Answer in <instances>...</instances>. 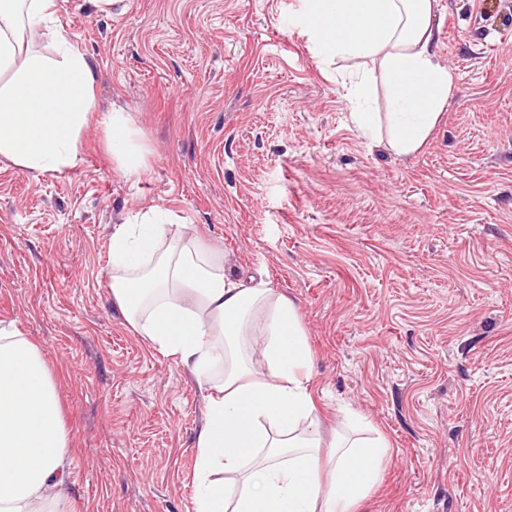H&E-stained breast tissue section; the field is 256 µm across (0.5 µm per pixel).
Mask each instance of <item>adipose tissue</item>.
<instances>
[{
	"label": "adipose tissue",
	"mask_w": 512,
	"mask_h": 512,
	"mask_svg": "<svg viewBox=\"0 0 512 512\" xmlns=\"http://www.w3.org/2000/svg\"><path fill=\"white\" fill-rule=\"evenodd\" d=\"M436 0H304L325 57L380 64L393 108L391 147L415 152L448 98L435 61ZM55 0H0V157L41 174L76 167L94 108V67L48 23ZM44 31L54 57L24 54ZM109 147L130 176L142 169L125 113ZM112 301L150 346L175 357L204 388L196 440L194 512H356L379 480L385 439L323 441L309 386L311 352L295 303L266 284L224 273L222 257L149 208L115 227ZM260 335L264 360L246 355ZM69 436L56 375L41 347L0 324V512H70L63 492Z\"/></svg>",
	"instance_id": "ef3b65f1"
}]
</instances>
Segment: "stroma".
I'll list each match as a JSON object with an SVG mask.
<instances>
[{
    "label": "stroma",
    "mask_w": 512,
    "mask_h": 512,
    "mask_svg": "<svg viewBox=\"0 0 512 512\" xmlns=\"http://www.w3.org/2000/svg\"><path fill=\"white\" fill-rule=\"evenodd\" d=\"M52 25L95 107L77 167L0 158V322L57 373L73 512H193L205 392L111 298L112 232L150 207L295 301L325 437L349 410L389 445L358 512H512V0H437L451 86L409 155L382 70L351 97L357 60L319 54L301 0H56ZM108 141L112 156L129 176L140 174L142 166L138 150L132 144L125 113L114 112L108 124Z\"/></svg>",
    "instance_id": "35a3bbf8"
}]
</instances>
